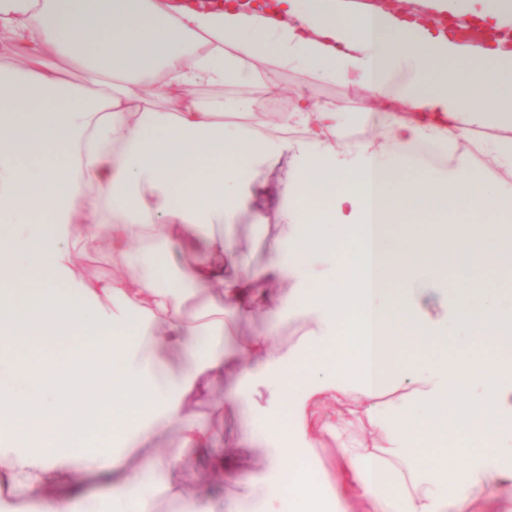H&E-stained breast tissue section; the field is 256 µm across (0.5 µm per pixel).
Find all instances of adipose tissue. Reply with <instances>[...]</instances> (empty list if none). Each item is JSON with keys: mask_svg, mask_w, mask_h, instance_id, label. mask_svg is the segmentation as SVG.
Returning <instances> with one entry per match:
<instances>
[{"mask_svg": "<svg viewBox=\"0 0 512 512\" xmlns=\"http://www.w3.org/2000/svg\"><path fill=\"white\" fill-rule=\"evenodd\" d=\"M268 12L228 0L223 10L182 0H0V27L34 62L0 67V483L52 500L47 512H98L75 474L111 477L116 440L146 438L177 419L176 448L205 452L209 428L184 414L207 376L245 362L251 394L279 405L244 440L268 449L275 484L244 481L213 502L188 494L181 512H474L477 497L512 485V299L492 298L482 265L495 256L512 279V186L489 183L456 158L459 135L512 128V52L466 43L424 19L336 0H278ZM436 11L512 24V0H436ZM85 80L64 81L55 58ZM360 88L384 103L388 144L354 137L345 112L298 96L274 125L225 121L200 83L251 84V60ZM161 83L168 108L143 106ZM492 107H482L485 89ZM429 147L448 166L423 165ZM291 158L284 184L258 186L252 163ZM456 202L467 224L423 228L424 213ZM275 206L272 259L239 261L214 224L244 210L264 222ZM501 221L486 223L488 214ZM404 235L393 238L394 225ZM148 241L150 250L129 246ZM105 239L124 279L89 281L76 242ZM203 248L172 276L170 243ZM348 248L343 260L338 249ZM466 287H440L448 269ZM290 276L288 294L268 290ZM219 289L223 302L190 308ZM263 303L306 317L288 351L258 336L224 352V309ZM463 336H449L450 325ZM491 357H472L474 346ZM451 351L433 365L403 351ZM182 361L171 367L170 350ZM307 378H300L303 368ZM335 432L343 477L307 462L313 430ZM457 467H449V459ZM161 457L111 486L113 512H156Z\"/></svg>", "mask_w": 512, "mask_h": 512, "instance_id": "adipose-tissue-1", "label": "adipose tissue"}]
</instances>
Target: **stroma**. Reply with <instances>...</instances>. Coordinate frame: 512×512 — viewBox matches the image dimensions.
Returning a JSON list of instances; mask_svg holds the SVG:
<instances>
[{"label": "stroma", "instance_id": "stroma-1", "mask_svg": "<svg viewBox=\"0 0 512 512\" xmlns=\"http://www.w3.org/2000/svg\"><path fill=\"white\" fill-rule=\"evenodd\" d=\"M255 69L257 79L247 91H240L233 86L218 90L202 84L196 87L195 92L200 96L221 95L225 108L229 109L241 98L253 103L258 102L265 84L272 80L282 88L283 102L287 105L291 104L296 94L303 93L312 97L314 108L340 105L345 108L348 116L353 118L359 116L366 107L361 92L354 86L326 81L292 70H275L261 62L256 63ZM505 137L512 138V129L479 128L459 139L457 151L465 155L470 166L481 170L487 180L510 185L512 169L496 165L488 155L477 152L473 147L477 141ZM224 233L243 267L254 269L269 263V242L277 234L275 218H268L266 226L261 227L256 225L251 214L243 213L239 215L236 223L226 225ZM77 254L79 269L86 278H109L118 273L117 264L111 259L103 241L83 242L78 245ZM224 322V346L228 349L263 334L269 335L273 346L285 349L296 345L309 328L308 322L301 318L273 321L270 310L263 305L255 306L242 318L230 312L226 313ZM243 388L241 371H227L211 377L204 394L189 400L190 414L210 428L212 443L203 455L187 448L172 456L157 494V512H179L181 497L186 493H197L214 500H222L235 496L240 483L247 478L272 480L274 472L266 449L242 447L245 419L240 413L224 406L230 396L241 392ZM179 430V422L173 420L158 427L142 443L122 447L118 454L121 470L128 474L133 473L143 457L157 454L159 449L173 447ZM229 455L237 459L238 466L234 472L225 476L221 483L204 482L202 475L208 467V458Z\"/></svg>", "mask_w": 512, "mask_h": 512}]
</instances>
